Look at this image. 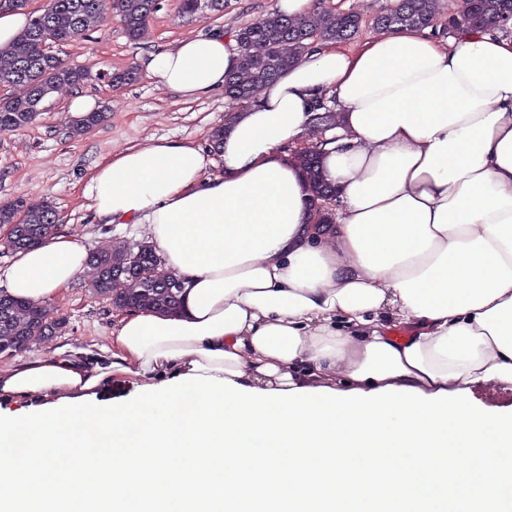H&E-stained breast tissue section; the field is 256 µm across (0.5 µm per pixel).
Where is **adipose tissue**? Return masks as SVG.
<instances>
[{
	"label": "adipose tissue",
	"instance_id": "adipose-tissue-1",
	"mask_svg": "<svg viewBox=\"0 0 512 512\" xmlns=\"http://www.w3.org/2000/svg\"><path fill=\"white\" fill-rule=\"evenodd\" d=\"M237 65L220 33L139 61L185 100ZM321 97L328 232L285 150ZM82 193L145 225L180 305L123 312L102 357L0 365V400L28 406L0 419V512H512V412L469 400L512 389V38L317 44L226 117L221 158L152 139ZM88 256L55 234L0 288L47 305ZM117 376L136 394L103 400Z\"/></svg>",
	"mask_w": 512,
	"mask_h": 512
}]
</instances>
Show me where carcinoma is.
Listing matches in <instances>:
<instances>
[{"instance_id":"carcinoma-1","label":"carcinoma","mask_w":512,"mask_h":512,"mask_svg":"<svg viewBox=\"0 0 512 512\" xmlns=\"http://www.w3.org/2000/svg\"><path fill=\"white\" fill-rule=\"evenodd\" d=\"M470 2L472 7L460 24L462 28H496L502 16L512 14V0ZM156 9L157 0H53L47 31L58 42L67 43L110 13L120 18L125 34L136 42L147 35ZM438 11L439 0H392L375 18V25L383 31L422 27L432 24ZM361 25L358 15L328 8L294 19L266 13L236 34L239 65L226 77L224 96L240 106L254 102L258 89L301 59L314 42L346 43L357 36ZM89 78L86 68L70 67L56 55L43 56L39 38L26 29L16 44L0 48V82L23 89L18 96L0 98V133L32 123L40 114V108L32 104L36 97L45 99ZM101 120V113L91 112L73 124L72 134L82 136ZM296 160L308 179L313 203L336 196L334 187L321 177L320 153H301ZM0 224L14 226L12 239L5 247L16 251L36 246L56 234L58 217L48 200H20L0 205ZM86 276L90 288L118 308L170 312L179 302L181 289L173 284L174 275L165 268L155 247L146 241L123 250L90 254ZM58 328L59 322L48 310L0 291V357L13 355L35 337Z\"/></svg>"}]
</instances>
